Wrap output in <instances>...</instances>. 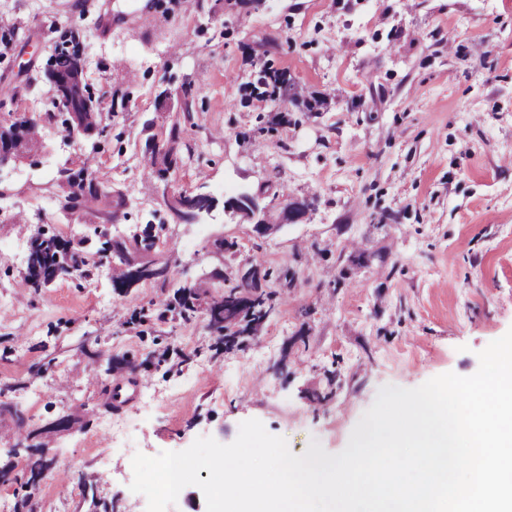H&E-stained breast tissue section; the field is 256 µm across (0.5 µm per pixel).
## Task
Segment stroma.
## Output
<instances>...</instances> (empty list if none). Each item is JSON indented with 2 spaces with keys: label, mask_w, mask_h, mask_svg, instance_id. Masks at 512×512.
Instances as JSON below:
<instances>
[{
  "label": "stroma",
  "mask_w": 512,
  "mask_h": 512,
  "mask_svg": "<svg viewBox=\"0 0 512 512\" xmlns=\"http://www.w3.org/2000/svg\"><path fill=\"white\" fill-rule=\"evenodd\" d=\"M64 35L104 128L75 143L46 114ZM1 82L0 124L36 118L39 148L0 168V512H146L135 453L228 444L249 419L293 454L340 453L382 387L472 375L512 329V0H0ZM175 124L173 192L215 200L189 224L146 160ZM89 156L105 195L63 211L60 175ZM244 194L270 231L225 213ZM295 199L308 214L280 223ZM49 236L91 275L37 293L28 251ZM105 241L162 276L117 289ZM253 266L274 309L226 336L208 309ZM129 371L139 395L113 410Z\"/></svg>",
  "instance_id": "stroma-1"
}]
</instances>
